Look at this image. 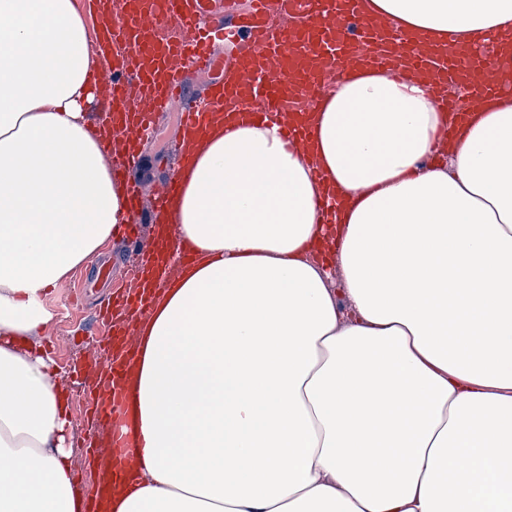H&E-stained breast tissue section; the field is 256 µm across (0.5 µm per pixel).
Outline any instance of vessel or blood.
<instances>
[{"label":"vessel or blood","instance_id":"1","mask_svg":"<svg viewBox=\"0 0 512 512\" xmlns=\"http://www.w3.org/2000/svg\"><path fill=\"white\" fill-rule=\"evenodd\" d=\"M363 0H123L120 14L100 12L107 42L123 47L114 67L90 79L99 103L110 116L114 148L112 175L122 188L130 217L118 228L131 243L141 244L146 258L138 287L106 299L100 311L112 323L111 334L101 337L89 354L97 364L99 395L90 407L92 423L105 424L108 433L97 445L100 455L111 458L114 468L131 465L138 439L128 431L129 393L125 373L134 359L133 325L115 322L119 310L137 314L149 308L154 283L176 276L159 251L177 247L189 254V245L158 235L140 243L137 229L143 208L166 213L180 191L178 177L146 194L129 177L131 159L157 123L161 106L179 107V133L183 140L196 137L211 115L239 111L243 119L277 123L283 139L298 152H306L311 128L306 112L285 113L282 104L291 97L318 95L329 85L360 67L396 74L413 70L435 97L438 109L461 114L463 107L450 98L451 84L472 85L474 100L512 95V79L496 72L500 54L511 47L488 38L460 47L454 44L419 48L412 35L393 34L384 16L365 20ZM290 18L286 27L272 24V11ZM237 46L231 65H224L220 44ZM230 67V75L208 85V106L198 108L187 94L185 70L213 72ZM489 76L474 82L479 71ZM325 217L336 211L337 189L320 169H313Z\"/></svg>","mask_w":512,"mask_h":512}]
</instances>
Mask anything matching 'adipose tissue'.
I'll list each match as a JSON object with an SVG mask.
<instances>
[{"label":"adipose tissue","instance_id":"1","mask_svg":"<svg viewBox=\"0 0 512 512\" xmlns=\"http://www.w3.org/2000/svg\"><path fill=\"white\" fill-rule=\"evenodd\" d=\"M364 10L425 44L512 36V0ZM98 59L77 0H0V512L86 508L42 332L126 218L86 112ZM451 121L361 70L313 108L309 154L233 112L186 144L169 219L197 260L139 330L110 512H512V99L446 142ZM311 177L319 187L324 217L327 221L333 220L336 211V187L331 182L326 181L324 173L318 168H313Z\"/></svg>","mask_w":512,"mask_h":512}]
</instances>
